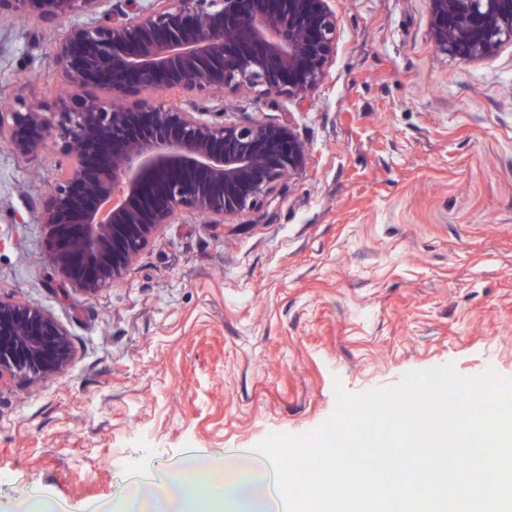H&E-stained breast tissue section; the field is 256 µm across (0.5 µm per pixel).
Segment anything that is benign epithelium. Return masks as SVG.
<instances>
[{
  "label": "benign epithelium",
  "instance_id": "7a95c632",
  "mask_svg": "<svg viewBox=\"0 0 512 512\" xmlns=\"http://www.w3.org/2000/svg\"><path fill=\"white\" fill-rule=\"evenodd\" d=\"M0 0L33 19L81 15L55 63L72 93L52 115L17 102L0 113V141L23 157L48 142L70 163L43 210L51 262L87 297L98 295L166 224L184 214L222 224L251 213L306 153L286 124L226 122L224 108L131 98L180 87L210 94L243 86L304 99L336 49L329 0ZM441 53L495 56L512 41V0H428ZM67 332L43 310L0 298V369L61 376Z\"/></svg>",
  "mask_w": 512,
  "mask_h": 512
}]
</instances>
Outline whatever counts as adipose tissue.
I'll use <instances>...</instances> for the list:
<instances>
[{
    "instance_id": "obj_1",
    "label": "adipose tissue",
    "mask_w": 512,
    "mask_h": 512,
    "mask_svg": "<svg viewBox=\"0 0 512 512\" xmlns=\"http://www.w3.org/2000/svg\"><path fill=\"white\" fill-rule=\"evenodd\" d=\"M307 493L280 458L245 448H192L181 466L161 476L143 462L106 508L92 512H292Z\"/></svg>"
}]
</instances>
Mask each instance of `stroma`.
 I'll use <instances>...</instances> for the list:
<instances>
[{
    "label": "stroma",
    "instance_id": "35a3bbf8",
    "mask_svg": "<svg viewBox=\"0 0 512 512\" xmlns=\"http://www.w3.org/2000/svg\"><path fill=\"white\" fill-rule=\"evenodd\" d=\"M336 51L305 100L243 87L227 120L288 124L304 169L263 208L165 225L97 296L51 263L40 214L69 160L0 143V297L68 334L64 375L0 372V512H71L145 460L303 436L335 389L453 365L512 378V42L441 54L428 0H330ZM72 19L0 10V100L46 106ZM60 505L58 501L50 494L37 490L28 494L27 497L16 501L13 506V512H63L58 510Z\"/></svg>",
    "mask_w": 512,
    "mask_h": 512
}]
</instances>
